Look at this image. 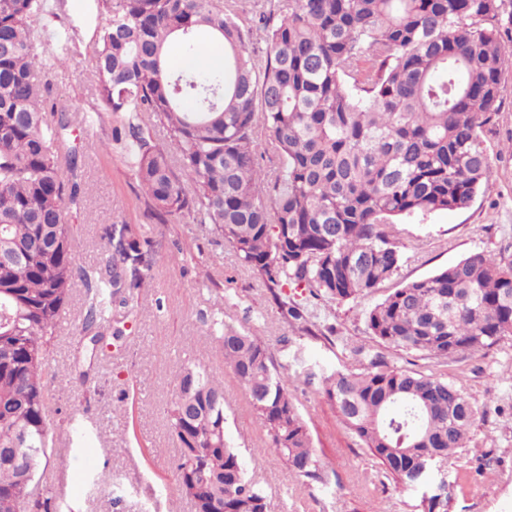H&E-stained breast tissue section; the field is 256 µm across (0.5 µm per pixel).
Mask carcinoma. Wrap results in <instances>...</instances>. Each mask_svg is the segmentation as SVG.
<instances>
[{
	"label": "carcinoma",
	"mask_w": 512,
	"mask_h": 512,
	"mask_svg": "<svg viewBox=\"0 0 512 512\" xmlns=\"http://www.w3.org/2000/svg\"><path fill=\"white\" fill-rule=\"evenodd\" d=\"M110 19L92 46L100 119L158 219L212 224L269 289L306 288L343 302L370 293L403 259L396 221L463 210L485 190L482 139L501 104L512 51L500 40L502 0H264L266 56L249 47L237 0H97ZM51 0H0V512H46L38 469L50 459L47 346L72 286L85 288L83 353L120 337L126 309L151 276L153 238L110 239L95 267L77 264L66 211L81 206L84 154L72 116L50 101L41 72L69 60L72 26L35 52L32 21ZM206 30L224 69H172L174 39L194 50ZM166 130L176 155L154 139ZM277 158L269 175L258 140ZM375 342L448 357L512 335V255L471 254L390 293L365 315ZM224 363L288 470L321 466L286 380L264 344L224 328ZM361 372L324 378V394L376 457L384 477L423 489L425 512H447L434 467L465 447L476 419L444 379L404 370L364 347ZM169 416L175 477L195 512H267L224 431V386L206 365L183 367Z\"/></svg>",
	"instance_id": "cac0c4a2"
}]
</instances>
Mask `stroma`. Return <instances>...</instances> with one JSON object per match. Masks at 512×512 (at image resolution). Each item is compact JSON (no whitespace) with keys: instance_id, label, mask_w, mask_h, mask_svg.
Masks as SVG:
<instances>
[{"instance_id":"1","label":"stroma","mask_w":512,"mask_h":512,"mask_svg":"<svg viewBox=\"0 0 512 512\" xmlns=\"http://www.w3.org/2000/svg\"><path fill=\"white\" fill-rule=\"evenodd\" d=\"M53 16L34 21L38 50L53 31L78 26L81 41L67 64L47 80L58 106L71 112L72 137L85 152L81 183L86 200L68 210L78 228V264L93 266L111 233L142 229L156 242L144 258L150 287L136 293L132 311L116 312L122 338L104 346L86 385L69 382L84 312L82 285L72 288L70 328L56 332L46 363L56 377L48 422L55 452L69 460L65 471L47 468L40 478L53 505L71 512H194L174 478L179 456L168 409L184 361L208 365L224 381L226 432L244 454L247 475L260 487L268 512H422V493L382 481L381 466L342 423L323 392V378L337 370H364L355 347H375L365 312L405 284L476 253H512V70L502 77L501 107L483 139L489 154L488 188L469 208L405 217L397 226L403 259L392 277L371 293L337 303L308 290L270 292L214 225L186 219L149 223L146 197L119 153L102 151L111 121L82 129L84 115L101 102L92 80L91 47L107 23L92 0H55ZM305 317H286L281 302ZM248 330L265 344L283 372L289 394L306 421L322 464V481L294 476L269 447L249 398L209 330L212 319ZM395 365L453 382L477 415L464 448L444 462L439 482L448 486V512H512V336L491 347L443 359L381 349ZM313 379H306L305 371Z\"/></svg>"}]
</instances>
